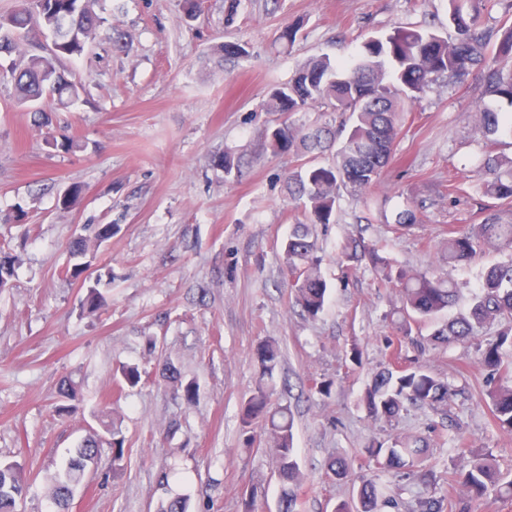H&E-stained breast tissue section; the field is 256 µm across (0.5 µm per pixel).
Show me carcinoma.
Returning a JSON list of instances; mask_svg holds the SVG:
<instances>
[{
  "label": "carcinoma",
  "instance_id": "cac0c4a2",
  "mask_svg": "<svg viewBox=\"0 0 512 512\" xmlns=\"http://www.w3.org/2000/svg\"><path fill=\"white\" fill-rule=\"evenodd\" d=\"M98 0H17L15 8L0 15V85L9 89L20 105L34 104L36 122L46 128L45 143L54 149L70 152L79 147L73 138L56 135L49 129L44 104L66 105L78 102L86 92L85 85L64 77L58 68L61 59L81 56L96 38L103 18L94 10ZM448 27L453 36L412 27H396L383 38L365 41L349 62L339 63L327 55L308 59L292 78L272 86L263 102L268 112H278L284 119L271 129L265 148L271 153L305 157L307 161L288 172V195L301 208L305 220L293 225L283 244L286 263L294 273L289 287L294 289L298 306L311 318L325 310L328 284L321 272L322 258L317 242L316 226L336 223L337 204L342 191L362 192L376 184L382 170L395 155L407 107L426 94L439 80L448 78L463 82L475 68L485 75V94L504 98L512 104V26L495 43L488 54L491 38L481 30L485 0H448ZM50 36L51 47L41 54H30L26 66L17 69L13 61L4 59L23 53V46L38 37ZM326 107L349 115L350 129L331 165L313 163L315 155L336 140L331 128L319 123L294 122L297 112H313ZM475 121L487 138H512V115L483 107L475 113ZM242 156L232 150L213 158V165L224 169V179L238 173ZM484 193L496 205L481 224L449 232L444 258L450 264L470 263L478 248L488 245L512 248V158L490 156L480 173ZM82 186L73 183L60 193L58 203L73 207ZM95 247L110 241L115 225L91 224ZM69 262L62 274L85 288L80 300L84 312L95 313L106 306L100 290L101 278L87 283L86 271L95 259L87 239L71 242ZM340 263L346 266L369 265L379 276L381 285L399 289L402 306L398 329L403 339L413 342L412 324L437 318L453 307L460 288L433 271H417L398 265L383 251L365 243L358 236L347 237L339 251ZM20 264L18 255L0 245V284L10 283ZM504 322L499 342L482 351L481 364L497 377L487 392L493 419L504 431L512 433V367L503 366L499 347L512 344V257L488 267L481 277L478 293L468 311L442 323L431 334L437 343L450 345L468 341L481 328ZM259 369V380L252 395L241 406V421L246 427L261 424L272 447L276 448L278 473L282 483L279 512H294L297 497L294 488L302 474L294 452L293 422L284 406L271 401L267 381L273 378L281 357L278 344L272 340L259 342L253 350ZM162 375L175 383L181 398L191 403L197 395L195 381H183L178 369L166 362ZM63 405L59 412H70L68 402L78 398V387L70 377L56 385ZM455 394L453 385L438 377L426 366L408 359L403 343H398L390 360L375 373L362 396V404L374 419L391 420L405 404L433 407L447 403ZM110 440L99 435L87 436L76 448L67 469L54 477L52 497L58 507L68 505L73 490L80 484L85 468L96 462L103 445L112 453L113 474L123 470L125 437L115 426L101 421ZM424 443L398 436L391 442H379L366 449L368 459L383 469L407 468L421 486L417 512H454L453 499L435 495L429 475L417 469ZM466 499L482 498L489 489L499 488L512 496V482L500 483L499 473L490 455L470 453L466 470L453 472ZM25 492V479L20 465L0 462V512H14L17 499ZM357 512H379L381 493L375 480L363 474L356 488Z\"/></svg>",
  "mask_w": 512,
  "mask_h": 512
}]
</instances>
